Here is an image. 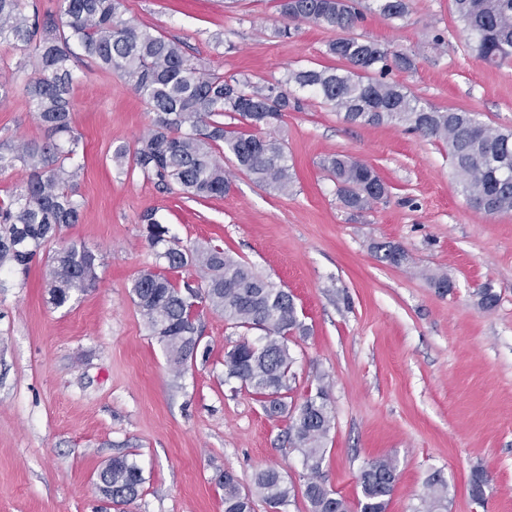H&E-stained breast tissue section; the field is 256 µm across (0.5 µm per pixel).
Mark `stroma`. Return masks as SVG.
I'll list each match as a JSON object with an SVG mask.
<instances>
[{"label": "stroma", "instance_id": "35a3bbf8", "mask_svg": "<svg viewBox=\"0 0 512 512\" xmlns=\"http://www.w3.org/2000/svg\"><path fill=\"white\" fill-rule=\"evenodd\" d=\"M360 3L357 34L414 59L390 81L512 130V58L489 65L468 52L452 0H409L396 20L375 12L374 0ZM122 10L183 41L204 67L255 80L330 65L325 49L337 36L303 23L278 37L274 0H122ZM20 58L0 44V81L13 88L0 98V143L43 135L19 92L28 77ZM73 76L80 219L61 228L28 275L0 278V512H224L220 476L248 488L269 467L304 488L288 416H268L256 395L224 379L225 351L257 341L258 331L202 307L210 355L179 372L151 336L131 296L139 272L158 265L139 222L148 209L182 244L222 246L293 295L309 332L290 339L288 401L302 403L328 376L327 486L356 504L365 462L389 456L398 479L387 512H414L436 472L448 484L442 512H512V213L471 207L444 143L400 126L348 124L302 90L303 109L271 129L295 169L293 194L265 190L228 156L229 192L196 200L113 162L150 123L135 90L80 62ZM336 153L375 167L388 197L359 215L345 209L321 167ZM383 241L401 246L408 263L380 259L374 245ZM74 243L95 253L98 282L57 307L48 256ZM425 269L447 274L451 290L434 288ZM486 285L498 296L489 311L479 306ZM122 455L145 482L121 508L96 482ZM477 467L488 476L480 502L469 493Z\"/></svg>", "mask_w": 512, "mask_h": 512}]
</instances>
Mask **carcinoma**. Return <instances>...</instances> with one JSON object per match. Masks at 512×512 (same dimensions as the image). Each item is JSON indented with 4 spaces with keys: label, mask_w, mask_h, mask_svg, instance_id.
<instances>
[{
    "label": "carcinoma",
    "mask_w": 512,
    "mask_h": 512,
    "mask_svg": "<svg viewBox=\"0 0 512 512\" xmlns=\"http://www.w3.org/2000/svg\"><path fill=\"white\" fill-rule=\"evenodd\" d=\"M467 32L468 47L489 65L512 57V0H453ZM121 0H60L62 21L40 14L37 0H0V42L24 53L31 77L21 89L44 131L41 139L17 141L8 158L0 155V171L19 161L28 171L17 193L0 199V274H27L31 263L62 226L78 222L77 171L66 161L76 154L79 135L72 126L70 62L85 57L99 70L130 84L153 114L150 127L133 152L119 147L113 159L122 165L132 155L133 169L162 189L179 186L194 198L222 196L230 189L224 163L216 152L231 154L238 169L261 187L288 194L294 173L283 144L263 129L298 111L301 101L290 87L318 95L351 124L400 125L448 145L463 193L475 208L486 203L488 215L512 213V131L493 129L461 109L427 105L385 77L392 69L408 71L414 59L353 33L361 19L355 0H277L285 25L280 37H292L290 25L308 23L340 32L326 45V55L343 67L292 69L274 82L226 78L199 67L179 41L141 28L121 11ZM376 11L388 20L403 18L407 0H376ZM239 116L246 129L229 130L219 118ZM323 168L336 180L343 206L361 214L381 200L388 188L376 170L349 156L333 154ZM139 221L148 244L157 249L167 269L200 267L198 283H173L161 270H144L132 286L133 301L151 333L163 346L170 366L181 369L196 358L201 332L196 305L205 303L236 327L264 333L260 343L241 341L224 352L225 380L252 390L270 416L290 417L288 443L302 456L310 478L304 498L309 512H349L347 501L321 478L324 440L333 420L328 383L319 380L315 393L298 406L286 402L294 364L289 337L305 332L293 296L219 246L175 247L169 229L146 211ZM380 258L394 265L408 260L391 243L374 245ZM48 292L61 307L72 296L95 287L96 257L83 246L60 248L51 257ZM398 476L390 457L367 462L360 473V512H386ZM99 490L112 502L127 505L139 496L142 470L125 456H116L99 472ZM488 477L472 471V499L484 497ZM224 512H254L255 500L270 512H287L296 489L275 468L259 471L252 489H241L224 474ZM448 484L438 474L425 483L420 512H440Z\"/></svg>",
    "instance_id": "cac0c4a2"
}]
</instances>
